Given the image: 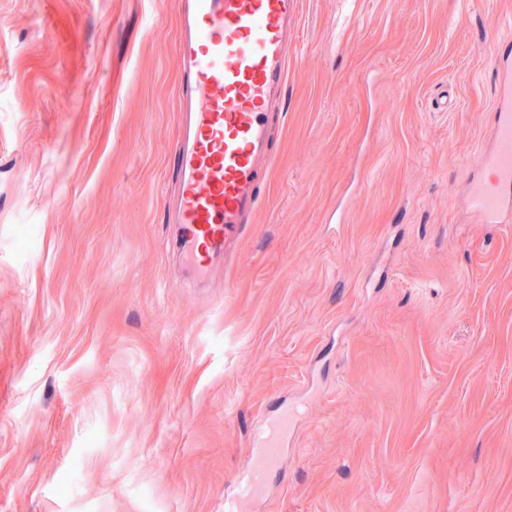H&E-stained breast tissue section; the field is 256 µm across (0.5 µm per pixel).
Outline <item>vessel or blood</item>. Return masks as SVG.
I'll return each mask as SVG.
<instances>
[{
	"mask_svg": "<svg viewBox=\"0 0 512 512\" xmlns=\"http://www.w3.org/2000/svg\"><path fill=\"white\" fill-rule=\"evenodd\" d=\"M297 19L298 0H181L176 248L198 282H208L259 205L258 180L272 164L271 108L284 95ZM493 65V147L469 182L467 205L483 223L511 224L512 51L495 50ZM295 425V409H276L246 448L236 512L265 497Z\"/></svg>",
	"mask_w": 512,
	"mask_h": 512,
	"instance_id": "vessel-or-blood-1",
	"label": "vessel or blood"
}]
</instances>
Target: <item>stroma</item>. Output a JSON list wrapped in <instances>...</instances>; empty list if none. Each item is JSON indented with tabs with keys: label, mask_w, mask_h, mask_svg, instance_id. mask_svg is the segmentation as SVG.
<instances>
[{
	"label": "stroma",
	"mask_w": 512,
	"mask_h": 512,
	"mask_svg": "<svg viewBox=\"0 0 512 512\" xmlns=\"http://www.w3.org/2000/svg\"><path fill=\"white\" fill-rule=\"evenodd\" d=\"M177 14L0 0V512H225L282 404L253 512H512V225L465 203L512 0H300L205 288L164 208ZM296 425L294 408L276 409L267 419L249 448L245 449L244 476L238 484L234 509L250 512L267 492V479L282 463L288 437Z\"/></svg>",
	"instance_id": "stroma-1"
}]
</instances>
